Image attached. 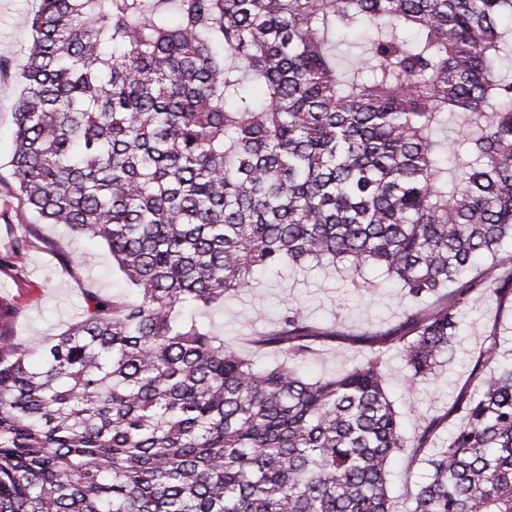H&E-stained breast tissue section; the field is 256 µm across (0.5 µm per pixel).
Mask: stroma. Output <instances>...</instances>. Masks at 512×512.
I'll list each match as a JSON object with an SVG mask.
<instances>
[{
  "label": "stroma",
  "mask_w": 512,
  "mask_h": 512,
  "mask_svg": "<svg viewBox=\"0 0 512 512\" xmlns=\"http://www.w3.org/2000/svg\"><path fill=\"white\" fill-rule=\"evenodd\" d=\"M36 7L37 0H0V302L10 308L6 331L29 344L80 321L87 294L126 292L106 245L74 237L61 225L34 224L13 194L8 166L13 89L27 61L29 20ZM259 289V294L244 293L213 308L211 323L237 348L251 351L250 336L274 329L282 312L301 309L321 330L337 332L336 338L319 343L316 354L302 362L300 372L308 379L361 359L368 347L360 342V334L395 327L406 303L401 289L372 269L366 271L364 281L354 282L331 266L287 267L280 278L261 281ZM460 313L453 349L432 381L410 385L397 348L385 352L388 394L403 416L407 435L418 431L423 417L445 415L457 399L474 390L470 372L478 352L490 341L512 348L511 303L501 309L495 298L476 295ZM251 353L258 364L273 361L270 353ZM427 457L424 451L405 455L393 465L392 512H409L418 485L430 474Z\"/></svg>",
  "instance_id": "obj_1"
}]
</instances>
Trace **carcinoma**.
<instances>
[{
    "label": "carcinoma",
    "instance_id": "cac0c4a2",
    "mask_svg": "<svg viewBox=\"0 0 512 512\" xmlns=\"http://www.w3.org/2000/svg\"><path fill=\"white\" fill-rule=\"evenodd\" d=\"M30 28L14 195L136 297L41 344L0 330V512H392L414 448L412 512H512V349L438 448L383 365L430 380L461 304L512 294V0H38ZM339 263L414 306L331 376L297 372L336 338L297 309L252 339L264 368L193 314ZM431 448H425L415 455L400 457L391 469L389 491L392 512H408L417 486L427 480L430 474L426 459Z\"/></svg>",
    "mask_w": 512,
    "mask_h": 512
}]
</instances>
